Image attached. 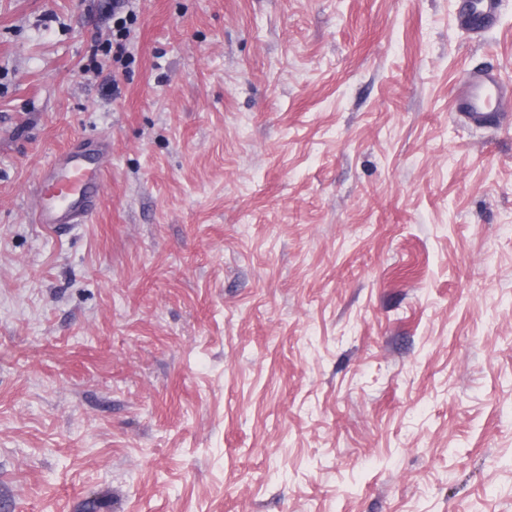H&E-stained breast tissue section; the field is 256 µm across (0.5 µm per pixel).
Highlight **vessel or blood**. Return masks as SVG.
I'll return each mask as SVG.
<instances>
[{
    "mask_svg": "<svg viewBox=\"0 0 512 512\" xmlns=\"http://www.w3.org/2000/svg\"><path fill=\"white\" fill-rule=\"evenodd\" d=\"M500 4L501 0H461L458 16L471 34L479 36L492 27ZM510 95L512 89L496 76L476 72L457 91L453 107L471 126H498L506 117L503 103ZM105 174L104 166H88L76 147L55 158L39 176L37 203L32 212L34 223L59 233L89 221L100 203Z\"/></svg>",
    "mask_w": 512,
    "mask_h": 512,
    "instance_id": "b4317fda",
    "label": "vessel or blood"
}]
</instances>
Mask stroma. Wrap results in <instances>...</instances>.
Masks as SVG:
<instances>
[{"mask_svg":"<svg viewBox=\"0 0 512 512\" xmlns=\"http://www.w3.org/2000/svg\"><path fill=\"white\" fill-rule=\"evenodd\" d=\"M0 0V512H512V0ZM108 151L100 208L32 223ZM502 0H463L458 7L462 24L474 36H481L493 26ZM512 90L493 74L476 72L457 91L453 99L455 113L469 125L484 128L500 126L506 117L503 103ZM105 174L103 165H87L78 146L55 158L40 173L33 222L55 233L85 224L98 208Z\"/></svg>","mask_w":512,"mask_h":512,"instance_id":"35a3bbf8","label":"stroma"}]
</instances>
